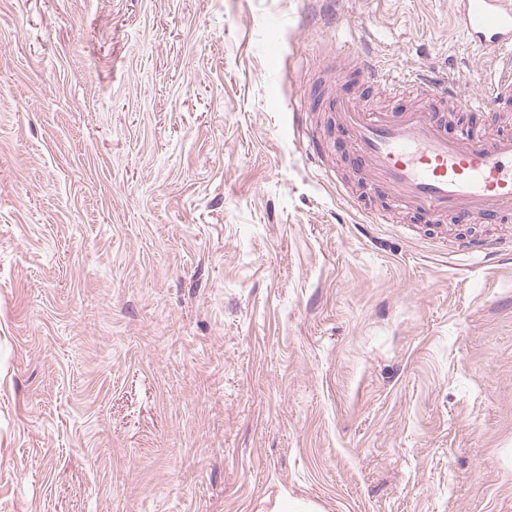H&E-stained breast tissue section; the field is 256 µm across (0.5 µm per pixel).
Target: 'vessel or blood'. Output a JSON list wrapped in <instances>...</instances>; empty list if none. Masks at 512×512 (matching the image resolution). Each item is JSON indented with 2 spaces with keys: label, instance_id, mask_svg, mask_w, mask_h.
I'll return each instance as SVG.
<instances>
[{
  "label": "vessel or blood",
  "instance_id": "vessel-or-blood-1",
  "mask_svg": "<svg viewBox=\"0 0 512 512\" xmlns=\"http://www.w3.org/2000/svg\"><path fill=\"white\" fill-rule=\"evenodd\" d=\"M454 21L498 64L482 95H469L421 67L403 78L391 76L373 54L356 51L351 66L363 83L385 82L397 94L412 87L429 95L432 105L384 111L356 97L327 98L365 180L395 206L415 209L431 224L447 217L487 222L512 211V131L448 134L449 111L497 117L512 107V0H458Z\"/></svg>",
  "mask_w": 512,
  "mask_h": 512
}]
</instances>
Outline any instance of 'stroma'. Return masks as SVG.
Masks as SVG:
<instances>
[{
	"mask_svg": "<svg viewBox=\"0 0 512 512\" xmlns=\"http://www.w3.org/2000/svg\"><path fill=\"white\" fill-rule=\"evenodd\" d=\"M454 0H0V512H512V215L435 228L295 113ZM337 92L418 105L344 73Z\"/></svg>",
	"mask_w": 512,
	"mask_h": 512,
	"instance_id": "obj_1",
	"label": "stroma"
}]
</instances>
